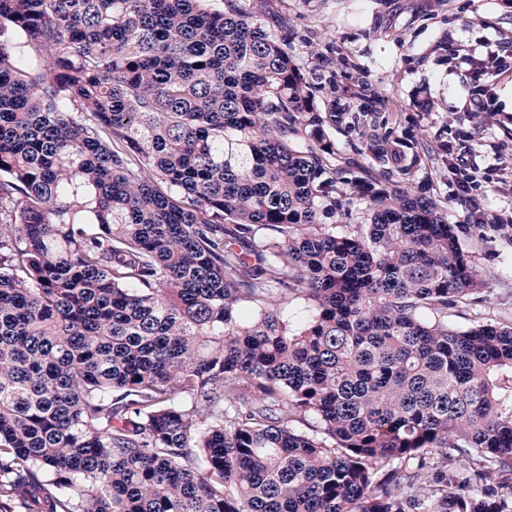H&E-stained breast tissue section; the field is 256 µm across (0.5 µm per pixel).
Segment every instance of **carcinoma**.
I'll list each match as a JSON object with an SVG mask.
<instances>
[{
	"label": "carcinoma",
	"mask_w": 512,
	"mask_h": 512,
	"mask_svg": "<svg viewBox=\"0 0 512 512\" xmlns=\"http://www.w3.org/2000/svg\"><path fill=\"white\" fill-rule=\"evenodd\" d=\"M265 10L0 0V512H512V224ZM362 132L363 129L361 127L359 129H336V131H331V136L336 142V148L349 154V156L353 157L359 164L367 166L369 164L367 155L365 153H357L355 150V148L360 147ZM478 266L487 283V316L495 319L512 311V244L497 246L491 257L480 258Z\"/></svg>",
	"instance_id": "1"
}]
</instances>
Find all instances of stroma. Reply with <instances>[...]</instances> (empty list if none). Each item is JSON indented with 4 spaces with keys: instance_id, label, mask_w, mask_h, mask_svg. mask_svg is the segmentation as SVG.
<instances>
[{
    "instance_id": "35a3bbf8",
    "label": "stroma",
    "mask_w": 512,
    "mask_h": 512,
    "mask_svg": "<svg viewBox=\"0 0 512 512\" xmlns=\"http://www.w3.org/2000/svg\"><path fill=\"white\" fill-rule=\"evenodd\" d=\"M263 21L284 27L296 62L317 99L330 83L345 92L366 77L398 113L403 125L436 149L452 129L472 133L470 146L480 166L512 171V76L501 79L500 113L481 123L460 122L466 79L451 71L448 57L462 46L498 41L512 52V0H267ZM410 187L448 201V221L463 224L473 209L488 217L512 214V186L485 185L474 200L454 198L448 165L434 159L412 175ZM487 283L486 312H512V244L479 259Z\"/></svg>"
}]
</instances>
